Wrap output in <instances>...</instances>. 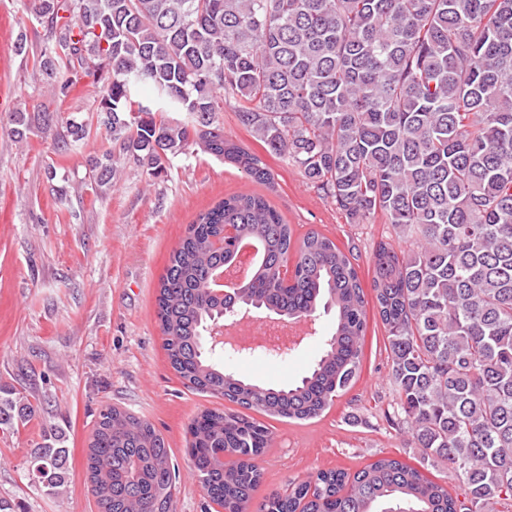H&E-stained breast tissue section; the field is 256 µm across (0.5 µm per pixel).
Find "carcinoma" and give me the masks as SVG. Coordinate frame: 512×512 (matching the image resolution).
Segmentation results:
<instances>
[{"mask_svg":"<svg viewBox=\"0 0 512 512\" xmlns=\"http://www.w3.org/2000/svg\"><path fill=\"white\" fill-rule=\"evenodd\" d=\"M54 33L35 65L66 95L82 78L118 152L95 160L96 188L117 164L154 177L194 148L272 185L262 159L216 115L239 121L286 154L351 224L385 218L413 236L407 250L373 252L374 308L387 333L396 399L391 425L411 437L414 466L381 457L350 473L319 470L251 508L271 432L251 410L292 420L321 416L357 379L366 293L349 256L307 232L295 244L258 193L199 213L160 279L156 315L171 368L187 387L238 406L190 426L196 477L224 512H502L512 506V0H29ZM68 79L56 83L57 74ZM172 112L188 115L185 120ZM51 112L10 116L23 140ZM86 137L65 121L56 149ZM232 235L224 240V226ZM253 241L251 276L232 295L211 291L236 244ZM295 254L292 275L281 278ZM306 318L332 315L320 358L300 380L253 383L227 373L205 336L227 307ZM23 392L3 390L0 430L30 416ZM69 452L52 444L30 460L52 494L67 487ZM441 462L463 492L432 479ZM100 512H171L176 469L164 437L114 406L88 443Z\"/></svg>","mask_w":512,"mask_h":512,"instance_id":"obj_1","label":"carcinoma"}]
</instances>
